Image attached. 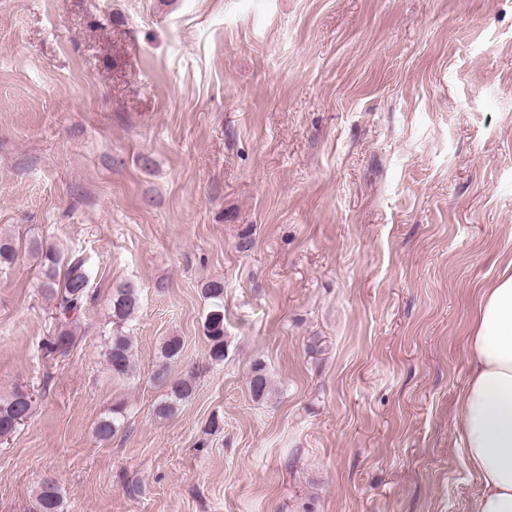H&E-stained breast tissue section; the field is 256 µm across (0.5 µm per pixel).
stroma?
I'll return each instance as SVG.
<instances>
[{"label":"stroma","mask_w":512,"mask_h":512,"mask_svg":"<svg viewBox=\"0 0 512 512\" xmlns=\"http://www.w3.org/2000/svg\"><path fill=\"white\" fill-rule=\"evenodd\" d=\"M1 236L0 396L34 404L0 441V512L46 480L63 512H474L456 415L512 263V0H0ZM33 240L90 258L78 316ZM170 336L196 389L161 419ZM204 296L210 303L204 328L209 340V357L215 362L224 360V286L220 282H209L203 289ZM139 305L138 294L133 288H120L112 298L113 324H127ZM122 328L113 331L106 345L107 363L115 378L128 377L133 371L131 339L123 333ZM275 389L261 362H256L251 370L250 392L256 401L264 402L272 397ZM124 421L123 407H112V410L97 422L95 427L96 437L99 441H110L121 429Z\"/></svg>","instance_id":"35a3bbf8"}]
</instances>
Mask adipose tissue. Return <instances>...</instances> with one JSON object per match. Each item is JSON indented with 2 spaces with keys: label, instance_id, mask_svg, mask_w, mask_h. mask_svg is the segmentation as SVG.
<instances>
[{
  "label": "adipose tissue",
  "instance_id": "1",
  "mask_svg": "<svg viewBox=\"0 0 512 512\" xmlns=\"http://www.w3.org/2000/svg\"><path fill=\"white\" fill-rule=\"evenodd\" d=\"M457 409L461 453L478 475L474 512H512V264L480 295Z\"/></svg>",
  "mask_w": 512,
  "mask_h": 512
}]
</instances>
